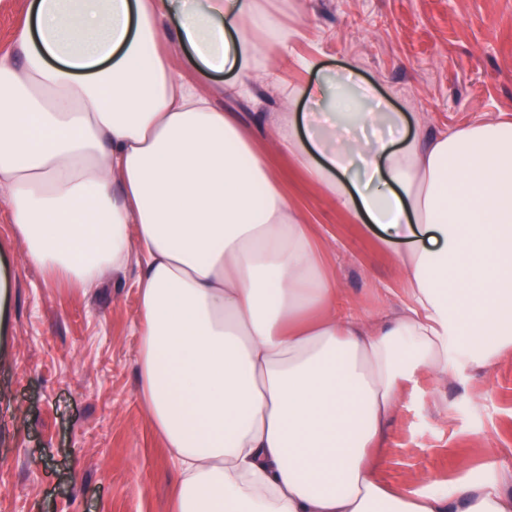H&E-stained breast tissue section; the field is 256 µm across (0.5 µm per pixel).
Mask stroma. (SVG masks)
<instances>
[{
  "mask_svg": "<svg viewBox=\"0 0 512 512\" xmlns=\"http://www.w3.org/2000/svg\"><path fill=\"white\" fill-rule=\"evenodd\" d=\"M299 30L279 81L225 111L260 124L283 111L281 84L306 85L315 56L354 70L426 132L512 121V0H267ZM257 148L286 195L319 230L343 306L373 320L405 301L392 253L339 209L263 135ZM0 223L12 260L11 301L0 323V512H172L177 471L137 400L138 263L87 293L47 282ZM448 405L439 416L434 403ZM393 486L453 485L512 460V357L485 370L422 374L406 387L385 445Z\"/></svg>",
  "mask_w": 512,
  "mask_h": 512,
  "instance_id": "stroma-1",
  "label": "stroma"
}]
</instances>
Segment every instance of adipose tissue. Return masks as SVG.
Here are the masks:
<instances>
[{"instance_id": "obj_1", "label": "adipose tissue", "mask_w": 512, "mask_h": 512, "mask_svg": "<svg viewBox=\"0 0 512 512\" xmlns=\"http://www.w3.org/2000/svg\"><path fill=\"white\" fill-rule=\"evenodd\" d=\"M295 32L259 0H33L0 50V196L24 258L86 290L140 257L138 399L173 512H512V466L394 490L403 387L512 356V122L428 135L355 73L266 131L396 261L408 300L342 311L311 227L239 113L167 58L272 80Z\"/></svg>"}]
</instances>
